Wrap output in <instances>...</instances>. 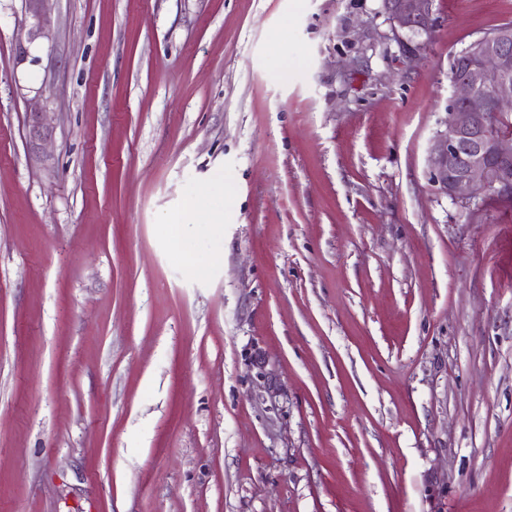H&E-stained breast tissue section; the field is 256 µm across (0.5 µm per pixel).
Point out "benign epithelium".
Wrapping results in <instances>:
<instances>
[{"mask_svg": "<svg viewBox=\"0 0 512 512\" xmlns=\"http://www.w3.org/2000/svg\"><path fill=\"white\" fill-rule=\"evenodd\" d=\"M47 0H26L32 19L29 38L38 37L46 21ZM399 44L432 39L433 0H381ZM466 53L474 63L450 84L446 116L433 138L427 167L436 192L469 214L483 210L490 198H512V137H492V118L512 113V26L475 37ZM46 117L30 113L29 134H46Z\"/></svg>", "mask_w": 512, "mask_h": 512, "instance_id": "1", "label": "benign epithelium"}]
</instances>
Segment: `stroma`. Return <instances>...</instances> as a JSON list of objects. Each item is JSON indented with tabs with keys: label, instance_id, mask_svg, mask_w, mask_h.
Masks as SVG:
<instances>
[{
	"label": "stroma",
	"instance_id": "1",
	"mask_svg": "<svg viewBox=\"0 0 512 512\" xmlns=\"http://www.w3.org/2000/svg\"><path fill=\"white\" fill-rule=\"evenodd\" d=\"M433 12L0 0V512H512V209L427 168L512 0ZM391 29L399 44L432 39L435 29L433 0H381Z\"/></svg>",
	"mask_w": 512,
	"mask_h": 512
}]
</instances>
